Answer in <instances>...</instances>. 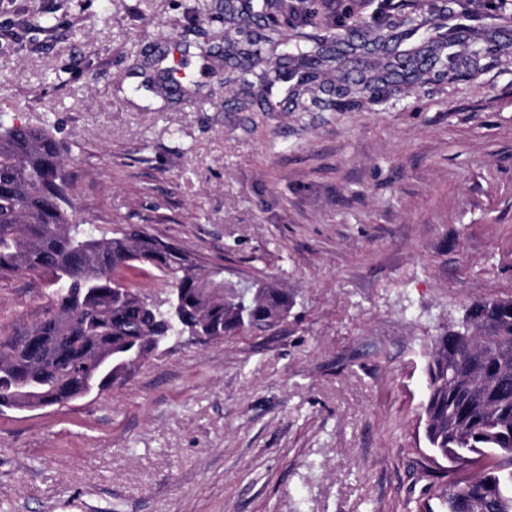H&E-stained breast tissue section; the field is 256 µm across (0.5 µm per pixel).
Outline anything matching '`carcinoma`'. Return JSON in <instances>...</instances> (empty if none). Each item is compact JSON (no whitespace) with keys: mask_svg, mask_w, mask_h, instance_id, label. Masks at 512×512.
Wrapping results in <instances>:
<instances>
[{"mask_svg":"<svg viewBox=\"0 0 512 512\" xmlns=\"http://www.w3.org/2000/svg\"><path fill=\"white\" fill-rule=\"evenodd\" d=\"M258 16L264 33L235 0H224V24L247 35V47L224 35V86L262 98L268 109L276 69L296 83L284 89L295 110L305 111L317 69L336 58L320 41L280 37L290 16L266 4ZM447 15L433 14L405 28L386 27L370 42L348 45L343 93L376 94L379 80L358 69L357 51L386 54L400 77L459 71V37L446 31ZM65 148L49 123L15 126L0 117V280L38 272L54 307L19 334L0 326V408L57 405L84 398L88 383L101 390L122 382L148 356L179 336L200 342L244 332L263 333L288 323V289L262 279L226 282L224 269L200 267L183 248L124 229L97 236L73 222L72 179ZM154 268L174 292L176 310L150 301L129 270ZM424 436L442 512H512V298L472 303L464 316L441 327L426 364Z\"/></svg>","mask_w":512,"mask_h":512,"instance_id":"carcinoma-1","label":"carcinoma"}]
</instances>
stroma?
<instances>
[{"label":"stroma","mask_w":512,"mask_h":512,"mask_svg":"<svg viewBox=\"0 0 512 512\" xmlns=\"http://www.w3.org/2000/svg\"><path fill=\"white\" fill-rule=\"evenodd\" d=\"M0 0V110L55 121L79 223L130 228L296 303L287 325L178 339L101 394L0 413V512H415L427 489L426 352L479 298L512 296V6L291 0L311 36L360 38L450 7L458 77L400 80L306 111L241 108L222 70V0ZM382 21H374L375 12ZM59 27L31 26L33 15ZM165 53L168 97L139 90ZM198 85L197 99L184 94ZM0 281V325L50 301Z\"/></svg>","instance_id":"obj_1"}]
</instances>
